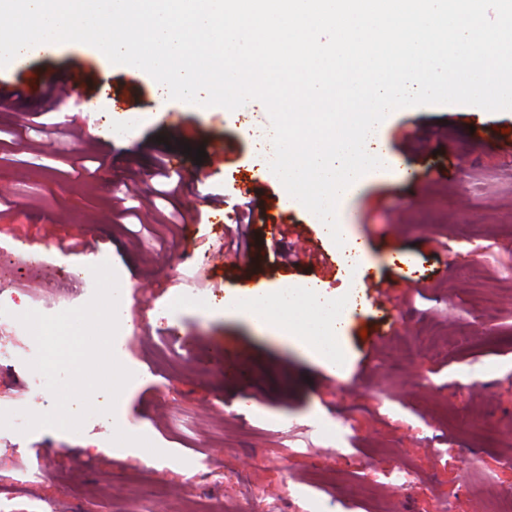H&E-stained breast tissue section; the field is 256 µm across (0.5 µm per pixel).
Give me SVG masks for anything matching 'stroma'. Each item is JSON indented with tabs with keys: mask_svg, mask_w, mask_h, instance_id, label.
Wrapping results in <instances>:
<instances>
[{
	"mask_svg": "<svg viewBox=\"0 0 512 512\" xmlns=\"http://www.w3.org/2000/svg\"><path fill=\"white\" fill-rule=\"evenodd\" d=\"M74 63L102 77L88 94L102 104L97 114L76 98L51 110L35 95L0 112V250L37 258L23 296L40 312L88 303L91 266L110 262L136 330L116 357L144 378L115 401L96 392L80 431H0V512H191L198 500L211 512H491L512 496V151L496 145L512 130V110L390 113L379 135L408 178L365 176L339 214L367 243L365 267L290 265L258 220L240 261L209 267L222 297L198 289L166 322L153 313L188 287L185 250L220 246L210 202L256 201L334 263L345 253L301 203L286 202L239 112L174 100L158 114L147 73L107 64L79 42L1 67L0 85ZM170 118L185 138L169 132ZM64 121L98 133L62 141ZM217 142L229 161L195 159V148ZM171 153L183 158L175 222H130L117 195L126 184L152 187ZM403 270L413 281L400 279ZM305 285L351 296L342 375L224 312L244 288ZM379 286L397 289V307L363 303ZM224 345L242 354L229 371L209 363ZM30 378L26 360L0 367V404L51 411L53 395ZM132 426L144 433L136 452L125 449ZM403 469L413 477L402 485L394 476ZM149 484L167 497L143 502Z\"/></svg>",
	"mask_w": 512,
	"mask_h": 512,
	"instance_id": "stroma-1",
	"label": "stroma"
}]
</instances>
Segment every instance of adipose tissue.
<instances>
[{
	"mask_svg": "<svg viewBox=\"0 0 512 512\" xmlns=\"http://www.w3.org/2000/svg\"><path fill=\"white\" fill-rule=\"evenodd\" d=\"M342 303L319 289L280 288L238 296L224 305L225 312L245 313L261 325L280 328V316H299L293 331L303 338L305 350L327 368H335L340 348L336 341L343 331Z\"/></svg>",
	"mask_w": 512,
	"mask_h": 512,
	"instance_id": "obj_1",
	"label": "adipose tissue"
}]
</instances>
